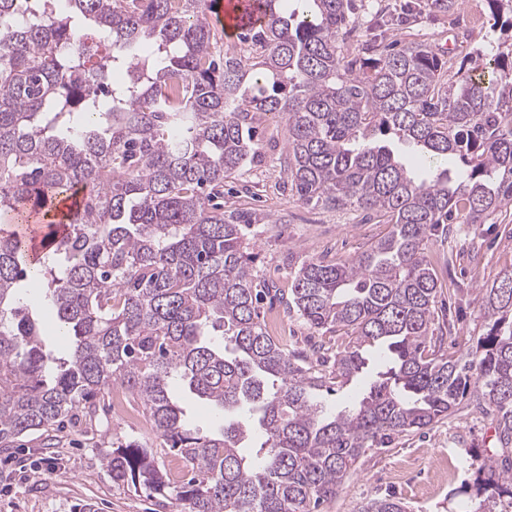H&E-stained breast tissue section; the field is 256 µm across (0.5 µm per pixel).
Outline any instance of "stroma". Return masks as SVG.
Here are the masks:
<instances>
[{"label":"stroma","mask_w":512,"mask_h":512,"mask_svg":"<svg viewBox=\"0 0 512 512\" xmlns=\"http://www.w3.org/2000/svg\"><path fill=\"white\" fill-rule=\"evenodd\" d=\"M355 18L379 46L399 42L430 44L451 69L477 51L504 42L490 23L487 0H456L445 14L428 11L426 0H355ZM264 149L254 166L226 182L232 202L269 215L250 225L248 241L256 255L254 272L270 288L287 289L305 260H345L388 230L385 224H361L355 211L327 210L301 203L282 192L288 131L282 117L261 118ZM427 255L443 289L453 296L451 336L460 349L472 346L484 331L478 292L512 270V203L485 224H458L450 239L432 237ZM104 394L91 424L70 423L50 435L31 434L19 447L0 449V512H79L94 504L97 512H175L145 493L114 483L101 461L113 444L139 441L157 448L161 470L177 471L175 453L164 450L151 429H138L111 410ZM494 417L463 404L433 426L393 437L387 447L367 449L337 496L315 512H360L366 499L388 494L403 499L411 512H512V498L482 502L477 494L479 468L493 447Z\"/></svg>","instance_id":"1"}]
</instances>
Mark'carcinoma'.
Returning <instances> with one entry per match:
<instances>
[{
  "label": "carcinoma",
  "instance_id": "1",
  "mask_svg": "<svg viewBox=\"0 0 512 512\" xmlns=\"http://www.w3.org/2000/svg\"><path fill=\"white\" fill-rule=\"evenodd\" d=\"M262 3L264 23L240 35L262 49L249 62L217 50L208 0H0V447L93 414L116 387L183 473L132 441L103 454L113 481L182 512H313L367 449L447 418L476 384L504 453L484 486L512 497V271L479 290L486 332L457 357L435 327L426 254L437 229L512 203V48L452 80L424 44L374 58L365 41L345 59L339 38L364 37L353 0ZM488 4L511 32L512 0ZM268 113L285 118L299 201L390 225L350 261L294 271L288 311L348 338L331 360L269 336L244 233L259 214L215 202L261 155L253 120ZM389 136L460 168L420 178ZM37 217L55 230L36 251L16 227ZM24 280L40 284L29 303ZM45 306L69 336L64 358L44 349ZM367 348L388 367L352 407L317 400L364 374ZM177 383L218 428L190 426ZM407 509L387 495L361 512Z\"/></svg>",
  "mask_w": 512,
  "mask_h": 512
}]
</instances>
